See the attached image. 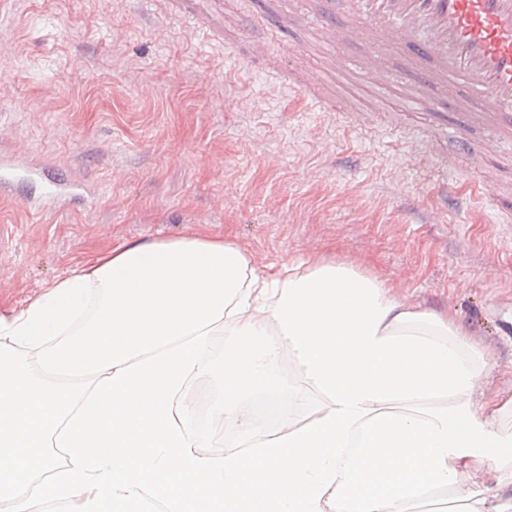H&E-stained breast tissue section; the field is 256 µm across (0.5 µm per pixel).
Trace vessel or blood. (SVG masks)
<instances>
[{
    "instance_id": "1",
    "label": "vessel or blood",
    "mask_w": 512,
    "mask_h": 512,
    "mask_svg": "<svg viewBox=\"0 0 512 512\" xmlns=\"http://www.w3.org/2000/svg\"><path fill=\"white\" fill-rule=\"evenodd\" d=\"M357 29L327 23L330 40L372 42L398 37L408 48L413 99L430 92L494 135L512 137V0H345ZM73 200L64 184L50 191L41 210H66Z\"/></svg>"
}]
</instances>
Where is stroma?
Instances as JSON below:
<instances>
[{"mask_svg":"<svg viewBox=\"0 0 512 512\" xmlns=\"http://www.w3.org/2000/svg\"><path fill=\"white\" fill-rule=\"evenodd\" d=\"M300 10L352 23L330 0H0V153L36 165L0 195V313L112 239L230 235L259 263L351 260L449 309L493 357L481 399L512 396V155L439 139L459 115L410 106L405 47L382 46L370 83L367 47L322 43ZM56 179L86 195L49 217L33 203Z\"/></svg>","mask_w":512,"mask_h":512,"instance_id":"1","label":"stroma"}]
</instances>
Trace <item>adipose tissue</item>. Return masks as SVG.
<instances>
[{
	"instance_id": "1",
	"label": "adipose tissue",
	"mask_w": 512,
	"mask_h": 512,
	"mask_svg": "<svg viewBox=\"0 0 512 512\" xmlns=\"http://www.w3.org/2000/svg\"><path fill=\"white\" fill-rule=\"evenodd\" d=\"M491 361L447 311L346 260L116 239L0 314V512H409L463 487L464 512H512V398L475 399ZM263 399L284 410L270 437ZM228 425L236 450L206 456Z\"/></svg>"
}]
</instances>
